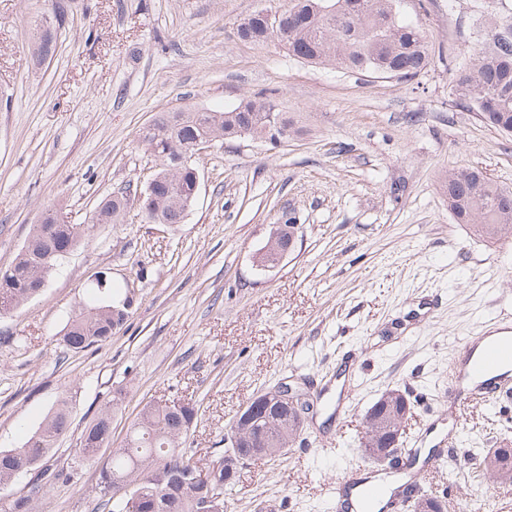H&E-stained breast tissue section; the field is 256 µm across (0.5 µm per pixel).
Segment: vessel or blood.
Segmentation results:
<instances>
[{
    "label": "vessel or blood",
    "mask_w": 512,
    "mask_h": 512,
    "mask_svg": "<svg viewBox=\"0 0 512 512\" xmlns=\"http://www.w3.org/2000/svg\"><path fill=\"white\" fill-rule=\"evenodd\" d=\"M467 380L465 387L448 389L452 410L489 398L512 394V318L500 317L483 326L478 335L462 339L452 355ZM412 448H398L393 453L398 465V486H391L376 476H368L365 466L342 471L332 485L329 512H364L366 505L384 502L390 512H402L405 488H423L425 473L437 469L445 458L443 449L429 451L428 461L414 463Z\"/></svg>",
    "instance_id": "obj_1"
}]
</instances>
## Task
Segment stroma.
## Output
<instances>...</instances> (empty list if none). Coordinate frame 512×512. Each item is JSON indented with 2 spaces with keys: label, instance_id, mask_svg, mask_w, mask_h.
<instances>
[{
  "label": "stroma",
  "instance_id": "obj_1",
  "mask_svg": "<svg viewBox=\"0 0 512 512\" xmlns=\"http://www.w3.org/2000/svg\"><path fill=\"white\" fill-rule=\"evenodd\" d=\"M288 0H0V269L44 207L88 225L40 295L0 317V448L21 447L57 396L76 392L70 431L45 460L74 469L45 512H103L95 465H76L80 433L123 389L112 419L122 445L147 401L197 404V457L224 453L236 413L280 383L316 391L352 379L351 408L326 396L288 454L239 466L227 512H327V487L359 447L368 409L387 390L411 410L401 441L448 456L425 486L449 512H512V481L479 474L512 447V397L442 414L452 349L512 314V238L487 242L448 209L449 171L475 167L512 189V133L457 94L469 49L512 25V0H404L430 63L411 79L303 63L237 26ZM63 5L44 61L28 48ZM269 97L297 121L274 146L239 138L195 159L184 223L153 224L129 204L120 224L93 223L101 201L139 191L154 159L138 131L162 111L224 110ZM298 228L276 267L257 259L283 214ZM130 298L103 345L68 350L62 330L98 275Z\"/></svg>",
  "mask_w": 512,
  "mask_h": 512
}]
</instances>
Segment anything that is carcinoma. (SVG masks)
<instances>
[{
  "mask_svg": "<svg viewBox=\"0 0 512 512\" xmlns=\"http://www.w3.org/2000/svg\"><path fill=\"white\" fill-rule=\"evenodd\" d=\"M288 30L283 43L288 55L311 64H334L341 68L410 79L429 64L428 49L418 25L407 21L402 0H288L281 11ZM275 35L264 21L254 22L242 36L253 42ZM52 29H45L31 47L35 59L49 55ZM472 69L459 80V99L488 125L512 132V26L491 30L489 38L471 50ZM252 129L263 137L271 130L295 132L294 118L278 108L271 98L241 101L225 111L159 112L150 126L141 128L138 140L151 152L158 169L154 185L143 189L148 201L145 216L156 224H182L189 211L187 200L194 183L195 165L176 162L193 152L197 141L222 142L240 129ZM448 209L459 224L486 241L512 236V190L493 182L477 168L448 173ZM130 198L117 191L95 212V224H119ZM87 227L68 224L58 211L47 209L32 225L26 245L11 265L0 271V316L7 315L41 292V285L57 262L60 251L74 249ZM94 297L67 325L65 346L82 351L111 339L107 331L122 326L127 308L109 285L98 281ZM122 405V393L113 394L107 406L80 434L79 462L99 466L101 491L107 496V512H205L216 505L224 512V497L234 480L224 476V458L205 461L186 448L187 436L198 409L189 403L180 407L161 401L147 403L127 429L124 444L106 458L99 457L112 437V414ZM408 407L395 404L382 416H366L359 444L378 442L401 429ZM308 416L280 419L258 414L246 421L239 451L243 459L260 461L285 455L304 430ZM72 425L70 396L60 395L38 429L20 448H0V488L16 482L24 461L38 463L56 447ZM484 476L512 479V454L492 452L484 460ZM69 475L47 468L27 482L25 494L0 505V512H41L47 485L65 481Z\"/></svg>",
  "mask_w": 512,
  "mask_h": 512,
  "instance_id": "1",
  "label": "carcinoma"
}]
</instances>
